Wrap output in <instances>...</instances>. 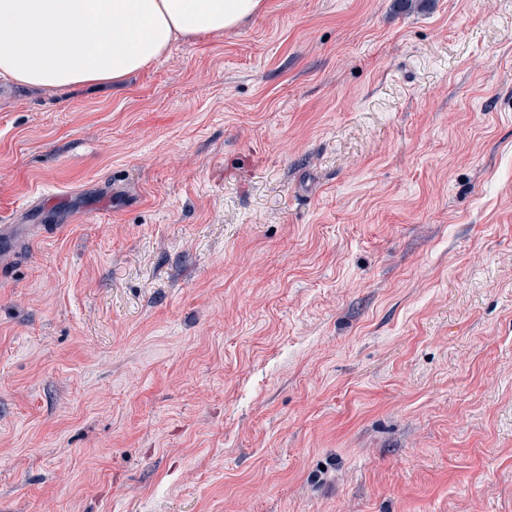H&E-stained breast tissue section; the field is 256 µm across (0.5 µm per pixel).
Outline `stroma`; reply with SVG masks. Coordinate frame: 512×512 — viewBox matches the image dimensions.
I'll return each mask as SVG.
<instances>
[{"label": "stroma", "instance_id": "stroma-1", "mask_svg": "<svg viewBox=\"0 0 512 512\" xmlns=\"http://www.w3.org/2000/svg\"><path fill=\"white\" fill-rule=\"evenodd\" d=\"M0 512H512V0H267L0 84Z\"/></svg>", "mask_w": 512, "mask_h": 512}]
</instances>
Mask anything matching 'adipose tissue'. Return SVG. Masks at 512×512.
Masks as SVG:
<instances>
[{"mask_svg": "<svg viewBox=\"0 0 512 512\" xmlns=\"http://www.w3.org/2000/svg\"><path fill=\"white\" fill-rule=\"evenodd\" d=\"M265 0H0V79L31 89L120 82L175 42L219 35Z\"/></svg>", "mask_w": 512, "mask_h": 512, "instance_id": "1", "label": "adipose tissue"}]
</instances>
